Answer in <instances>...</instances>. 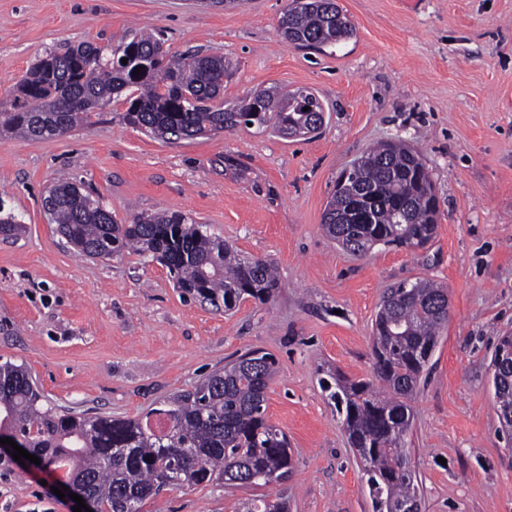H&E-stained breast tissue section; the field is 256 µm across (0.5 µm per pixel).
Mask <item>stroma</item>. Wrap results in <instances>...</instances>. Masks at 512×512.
Segmentation results:
<instances>
[{"label":"stroma","instance_id":"1","mask_svg":"<svg viewBox=\"0 0 512 512\" xmlns=\"http://www.w3.org/2000/svg\"><path fill=\"white\" fill-rule=\"evenodd\" d=\"M288 0L236 8L200 0H0V97L60 43L110 48L164 30L170 53L232 63L224 100L275 86L314 90L325 124L309 139L230 133L163 141L129 125L124 98L91 125L46 139L0 136V201L26 231L0 239V364L24 365L59 407L157 422L172 395L250 349L277 374L266 415L287 437V485L217 479L167 489L143 512H239L290 496V512H372L366 478L322 391L323 370L374 377L372 331L386 288L429 278L448 290L441 332L410 402L406 436L420 512H512V435L490 363L512 332V0H337L353 36L318 50L277 33ZM421 154L440 203L426 248L347 252L322 227L339 172L372 144ZM82 182L117 221L179 211L244 257L276 265L271 302L231 312L186 297L159 262L79 256L43 199ZM65 475L0 453V512H73Z\"/></svg>","mask_w":512,"mask_h":512}]
</instances>
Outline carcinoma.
<instances>
[{
    "label": "carcinoma",
    "instance_id": "cac0c4a2",
    "mask_svg": "<svg viewBox=\"0 0 512 512\" xmlns=\"http://www.w3.org/2000/svg\"><path fill=\"white\" fill-rule=\"evenodd\" d=\"M285 8L277 32L297 47H333L353 33L336 0H299ZM128 62L121 63L122 59ZM141 73L133 74L136 67ZM231 62L216 53L171 55L160 30L133 37L106 53L91 43L51 49L0 99V134L47 138L91 124L112 99L127 93L125 120L162 140L232 132L242 114L253 128L280 136L313 124L324 112L319 98L290 100L276 87L254 89L232 104L221 96ZM309 110H304V107ZM327 202L322 227L346 251L361 254L379 240L411 250L433 237L438 203L431 175L409 144L379 143L357 160ZM45 203L51 221L78 255L110 259L126 249L162 262L176 287L215 308L230 310L245 297L266 304L280 288L270 260L242 258L180 212L135 214L119 223L91 193L60 180ZM24 230L19 216L0 211V236ZM448 324V289L422 278L387 289L375 320L372 381L324 371L320 385L342 416L358 455L373 512H419L417 485L406 450L415 393L439 334ZM498 347L507 357L493 381L500 417L512 414V334ZM276 360L248 351L206 376L194 391L170 397L158 410L167 419L155 432L137 419L73 416L47 402L23 365L0 364V435L24 439L53 469L95 500L98 512H142L162 490L209 483L284 484L293 470L286 434L265 415ZM244 512H289L288 496L255 499Z\"/></svg>",
    "mask_w": 512,
    "mask_h": 512
}]
</instances>
